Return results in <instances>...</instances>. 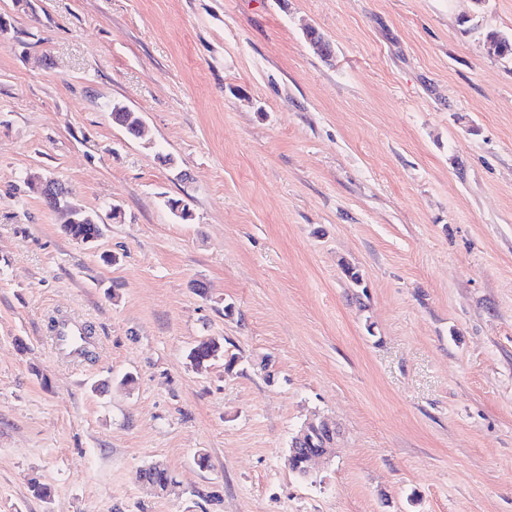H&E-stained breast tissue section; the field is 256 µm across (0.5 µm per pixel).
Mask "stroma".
Masks as SVG:
<instances>
[{"mask_svg": "<svg viewBox=\"0 0 512 512\" xmlns=\"http://www.w3.org/2000/svg\"><path fill=\"white\" fill-rule=\"evenodd\" d=\"M0 20V512H512V59L485 45L512 0ZM36 176L121 216L77 242ZM58 316L91 358L54 353ZM210 337L223 357L194 368ZM314 416L340 436L302 478ZM155 461L177 494L140 479ZM112 120L116 124L120 125L126 131L134 136L138 137L141 133V122L140 117L128 109L121 103H115L112 106ZM223 355V343L219 339L208 338L198 342L190 350L187 357L193 367L202 369L206 367L208 363ZM329 430L331 438L336 433V439L340 435V430L337 424H335L332 420L326 417H314L307 420L298 435L295 436L293 440L290 442V446L288 449V455L292 457H287V462L289 468L299 474L301 476L304 468V461L302 457L294 456L296 455L302 448H293V444H297L294 447H301V443L305 440H309L316 435L320 434L323 430Z\"/></svg>", "mask_w": 512, "mask_h": 512, "instance_id": "stroma-1", "label": "stroma"}]
</instances>
